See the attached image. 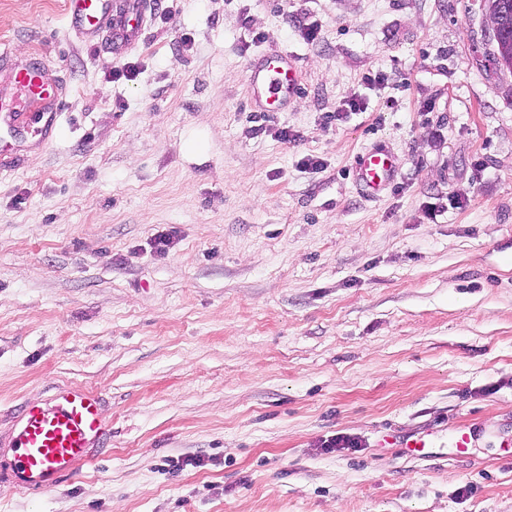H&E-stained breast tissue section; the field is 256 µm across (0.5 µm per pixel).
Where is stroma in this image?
<instances>
[{
  "instance_id": "1",
  "label": "stroma",
  "mask_w": 512,
  "mask_h": 512,
  "mask_svg": "<svg viewBox=\"0 0 512 512\" xmlns=\"http://www.w3.org/2000/svg\"><path fill=\"white\" fill-rule=\"evenodd\" d=\"M65 2L0 0V49L64 89L60 137L0 164V440L67 384L112 436L0 512H512V70L480 0H173L122 55ZM273 51L301 87L267 115ZM297 64L287 51L255 56L247 64L246 82L262 112H283L298 94ZM394 171L393 156L383 151L362 153L355 161L356 182L371 196L379 195L390 184Z\"/></svg>"
}]
</instances>
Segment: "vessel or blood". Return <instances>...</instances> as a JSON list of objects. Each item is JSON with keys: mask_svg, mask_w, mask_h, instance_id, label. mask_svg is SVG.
I'll return each mask as SVG.
<instances>
[{"mask_svg": "<svg viewBox=\"0 0 512 512\" xmlns=\"http://www.w3.org/2000/svg\"><path fill=\"white\" fill-rule=\"evenodd\" d=\"M71 27L94 36L112 34V51L120 55L137 44L143 30L142 0H66ZM0 159L10 156L24 142L42 147L60 131L63 98L41 57L16 66L10 52L0 50ZM297 64L288 52L263 54L250 59L246 82L252 101L264 112H281L298 94ZM394 158L383 151L360 154L355 179L371 196L391 182ZM111 429L103 399L77 385L57 388L51 400L28 405L14 418L10 443L12 458L0 474L30 493L55 490L63 477L75 474L98 449L106 447Z\"/></svg>", "mask_w": 512, "mask_h": 512, "instance_id": "obj_1", "label": "vessel or blood"}]
</instances>
